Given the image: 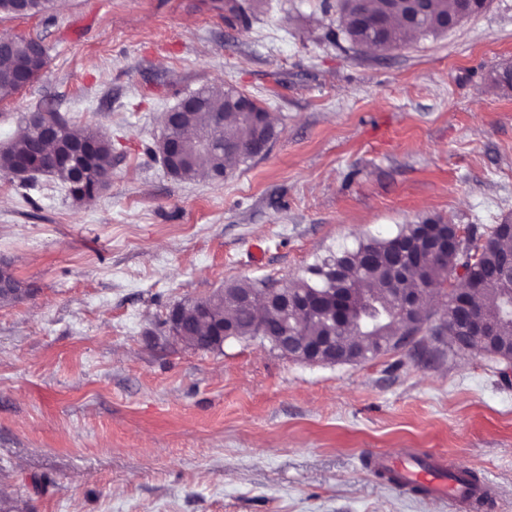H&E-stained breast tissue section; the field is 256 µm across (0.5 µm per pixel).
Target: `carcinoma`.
<instances>
[{
	"mask_svg": "<svg viewBox=\"0 0 512 512\" xmlns=\"http://www.w3.org/2000/svg\"><path fill=\"white\" fill-rule=\"evenodd\" d=\"M456 0H428V11L414 26L398 22L412 10L408 0H336L341 32L355 45L387 51L402 45L415 35L434 36L445 20L456 13ZM27 53V38H18L8 53L0 52V100L13 96L22 86L14 75L15 60ZM201 103L197 111L183 117L181 127L174 133L184 139L183 153L176 178L186 181L206 173L229 175L238 165L252 160L249 142L254 139L272 141L277 136L269 113L256 99L249 98L250 111L239 112L242 100L234 88L207 87L200 90ZM41 119L59 122L62 137L55 152H60L69 141H92L96 152L85 179L74 178L73 170L57 163H38L32 174L53 177L60 181L71 197L87 202L97 196L96 186L104 178L112 177V142L97 129H76L60 113L46 109L33 112L25 118L22 131L0 153V171L10 174L14 161L30 155L37 123ZM214 135L218 143L209 151L200 153L198 139ZM414 224H405L395 235L397 239L414 242L409 268L411 278L401 277L399 287L412 289L415 297L428 293L429 287L442 284L448 278L450 267L446 263L425 259V243L417 236ZM393 238V239H395ZM393 239H367L341 252L324 257L309 268V275L287 282L283 294L310 301L329 289L344 295L345 321L362 325L355 336H347L334 328L324 311L309 313L298 309L284 317L274 310L259 315L258 305L271 284L235 283L226 286L227 294L215 293L210 297L181 307L176 335L187 344L202 350L209 349L214 326L224 316L231 318L232 335L241 339L264 334L277 336L289 325L298 335L307 338L336 336V358L352 363L365 353L376 356L398 348L399 337L406 335L420 319L403 318L388 291L400 260L391 256ZM512 258V235L504 232L488 235L479 248L472 275L489 282V287L474 295L475 305L493 325L495 336L490 344L477 350L494 364L500 358H512V314L503 311L504 299L512 297V269L503 270ZM0 306L12 305L30 293V288L16 279L8 268L0 269Z\"/></svg>",
	"mask_w": 512,
	"mask_h": 512,
	"instance_id": "carcinoma-1",
	"label": "carcinoma"
}]
</instances>
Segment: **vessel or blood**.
I'll return each mask as SVG.
<instances>
[{
    "label": "vessel or blood",
    "mask_w": 512,
    "mask_h": 512,
    "mask_svg": "<svg viewBox=\"0 0 512 512\" xmlns=\"http://www.w3.org/2000/svg\"><path fill=\"white\" fill-rule=\"evenodd\" d=\"M381 465L391 469L401 488H419L429 498H445L466 508L475 502L477 492L458 477L437 465H423L408 455L386 456Z\"/></svg>",
    "instance_id": "b4317fda"
}]
</instances>
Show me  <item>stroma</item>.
<instances>
[{
	"label": "stroma",
	"instance_id": "1",
	"mask_svg": "<svg viewBox=\"0 0 512 512\" xmlns=\"http://www.w3.org/2000/svg\"><path fill=\"white\" fill-rule=\"evenodd\" d=\"M324 2L0 16V33L48 48L0 100V150L46 107L112 141V182L89 202L0 175V264L33 290L0 307V501L15 512H449L368 461L407 449L493 483L477 512H512V383L448 336L319 365L257 338L200 350L165 326L226 284L301 277L425 217L466 237L512 219V89L491 83L512 65V0L387 52L330 39ZM224 85L267 109L269 152L221 181L170 176L166 113Z\"/></svg>",
	"mask_w": 512,
	"mask_h": 512
}]
</instances>
